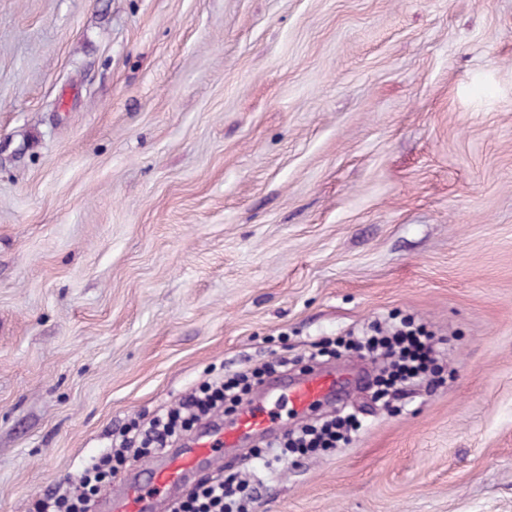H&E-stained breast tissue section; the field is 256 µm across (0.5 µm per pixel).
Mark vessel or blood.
I'll return each instance as SVG.
<instances>
[{"instance_id":"vessel-or-blood-1","label":"vessel or blood","mask_w":512,"mask_h":512,"mask_svg":"<svg viewBox=\"0 0 512 512\" xmlns=\"http://www.w3.org/2000/svg\"><path fill=\"white\" fill-rule=\"evenodd\" d=\"M366 378L339 365L296 377L280 374L261 386L257 397L232 418L215 420L199 428L178 447L161 450L143 465L141 479L127 482L95 506V512H161L191 478L221 468L224 451L238 448L249 439L271 440L288 423L277 414L286 403L297 415H305L347 403Z\"/></svg>"}]
</instances>
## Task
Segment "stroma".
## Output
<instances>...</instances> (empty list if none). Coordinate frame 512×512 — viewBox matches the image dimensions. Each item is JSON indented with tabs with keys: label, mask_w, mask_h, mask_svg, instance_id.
Instances as JSON below:
<instances>
[{
	"label": "stroma",
	"mask_w": 512,
	"mask_h": 512,
	"mask_svg": "<svg viewBox=\"0 0 512 512\" xmlns=\"http://www.w3.org/2000/svg\"><path fill=\"white\" fill-rule=\"evenodd\" d=\"M394 318L441 376L258 512H512V0H0V512Z\"/></svg>",
	"instance_id": "obj_1"
}]
</instances>
